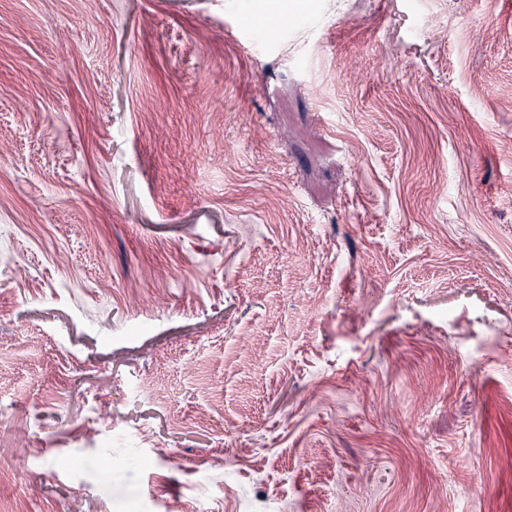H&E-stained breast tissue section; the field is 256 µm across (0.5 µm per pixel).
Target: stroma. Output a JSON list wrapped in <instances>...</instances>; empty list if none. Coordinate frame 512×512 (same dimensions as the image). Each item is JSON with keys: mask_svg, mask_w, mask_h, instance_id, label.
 Returning a JSON list of instances; mask_svg holds the SVG:
<instances>
[{"mask_svg": "<svg viewBox=\"0 0 512 512\" xmlns=\"http://www.w3.org/2000/svg\"><path fill=\"white\" fill-rule=\"evenodd\" d=\"M0 512H512V0H0Z\"/></svg>", "mask_w": 512, "mask_h": 512, "instance_id": "1", "label": "stroma"}]
</instances>
